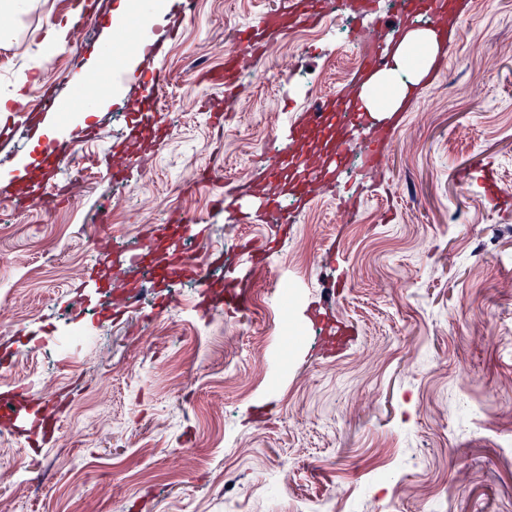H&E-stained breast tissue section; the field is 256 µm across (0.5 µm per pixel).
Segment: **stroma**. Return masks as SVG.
Returning a JSON list of instances; mask_svg holds the SVG:
<instances>
[{"label":"stroma","instance_id":"35a3bbf8","mask_svg":"<svg viewBox=\"0 0 512 512\" xmlns=\"http://www.w3.org/2000/svg\"><path fill=\"white\" fill-rule=\"evenodd\" d=\"M92 2L24 90L68 102L81 72L109 86L103 106L56 133L85 171L84 196L50 216L16 205L18 186L42 178L46 138L0 147V387L42 375L58 416L40 447L0 431L22 477L0 475V512H296L338 496L342 512H512V0H465L385 169L342 174L283 233L236 231L224 187L203 172L232 159L247 183L378 16L341 13L271 39L228 88L216 71L230 33L284 0H196L181 24L164 0L149 24L167 136L117 185L107 148L127 140L149 67L100 57L129 14ZM75 12V0H34L0 19V88L37 55L34 30ZM484 166L504 191L494 203ZM116 203L112 234L127 246L170 214L204 213L203 235L183 247L216 283L253 277L243 247L274 241L290 304L254 297L247 317L200 308L191 280L156 288L132 266L122 279L137 303L111 307L107 289L81 280L89 229ZM331 320L350 325L346 345L329 343Z\"/></svg>","mask_w":512,"mask_h":512}]
</instances>
